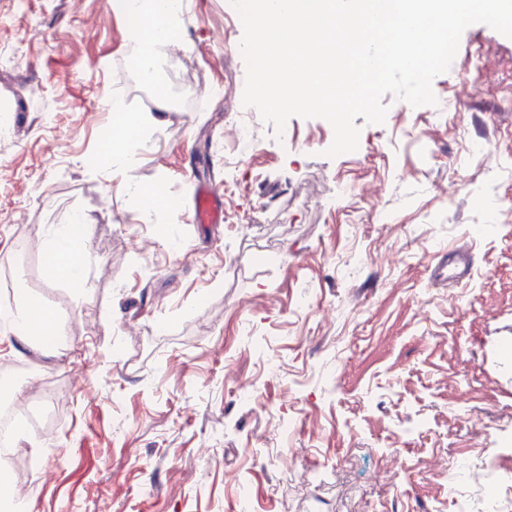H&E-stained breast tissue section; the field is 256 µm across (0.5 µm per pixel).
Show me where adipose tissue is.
Listing matches in <instances>:
<instances>
[{"label":"adipose tissue","mask_w":512,"mask_h":512,"mask_svg":"<svg viewBox=\"0 0 512 512\" xmlns=\"http://www.w3.org/2000/svg\"><path fill=\"white\" fill-rule=\"evenodd\" d=\"M119 9L137 22L127 32L129 58L141 76L156 82L157 70L153 48L158 43L176 39L184 23L181 11L171 0H116ZM90 220L76 215L70 223L56 228L45 248L46 264L70 280H77L78 265L71 256L86 234ZM0 333L12 335L25 345L42 342L56 335L57 323L52 313L34 321L23 305L0 306Z\"/></svg>","instance_id":"adipose-tissue-1"}]
</instances>
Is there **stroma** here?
<instances>
[{"label":"stroma","instance_id":"35a3bbf8","mask_svg":"<svg viewBox=\"0 0 512 512\" xmlns=\"http://www.w3.org/2000/svg\"><path fill=\"white\" fill-rule=\"evenodd\" d=\"M112 0H0V305L53 312L61 348L0 357L10 399L41 409L7 458L33 512H455L448 464L497 463L512 512V39L462 34L439 111L385 95L384 124L261 123L236 159L243 28L231 0H187L157 48L161 112L128 63ZM119 95L126 113L109 111ZM125 131V178L95 158ZM473 142L484 151L470 150ZM224 187L190 221L185 173ZM164 181L137 208L122 180ZM85 214L75 288L47 277L50 228ZM467 252L455 287L440 254Z\"/></svg>","mask_w":512,"mask_h":512}]
</instances>
